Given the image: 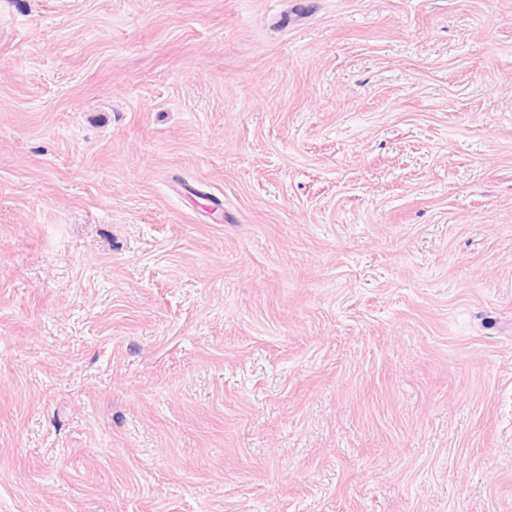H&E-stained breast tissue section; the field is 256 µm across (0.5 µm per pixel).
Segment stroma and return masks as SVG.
I'll return each mask as SVG.
<instances>
[{
  "mask_svg": "<svg viewBox=\"0 0 512 512\" xmlns=\"http://www.w3.org/2000/svg\"><path fill=\"white\" fill-rule=\"evenodd\" d=\"M0 0V512H512V0Z\"/></svg>",
  "mask_w": 512,
  "mask_h": 512,
  "instance_id": "obj_1",
  "label": "stroma"
}]
</instances>
